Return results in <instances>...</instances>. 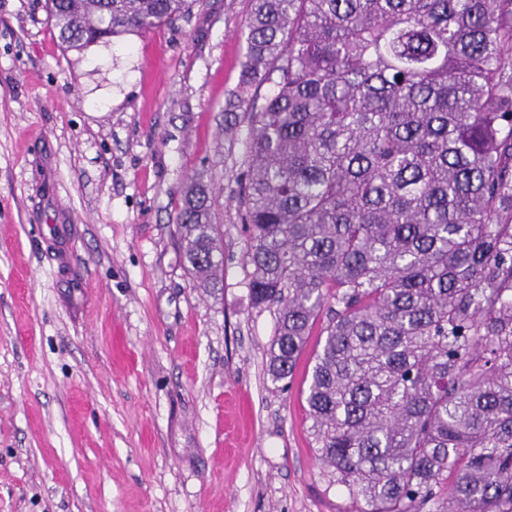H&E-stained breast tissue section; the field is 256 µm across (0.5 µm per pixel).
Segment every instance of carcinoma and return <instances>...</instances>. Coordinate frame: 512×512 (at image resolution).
Wrapping results in <instances>:
<instances>
[{
  "mask_svg": "<svg viewBox=\"0 0 512 512\" xmlns=\"http://www.w3.org/2000/svg\"><path fill=\"white\" fill-rule=\"evenodd\" d=\"M194 0H47L83 50ZM224 109L267 375L316 324L308 419L361 512H512V0H249ZM269 83L256 107L252 91ZM213 192L177 215L193 283L223 269Z\"/></svg>",
  "mask_w": 512,
  "mask_h": 512,
  "instance_id": "cac0c4a2",
  "label": "carcinoma"
}]
</instances>
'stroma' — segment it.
Segmentation results:
<instances>
[{
  "mask_svg": "<svg viewBox=\"0 0 512 512\" xmlns=\"http://www.w3.org/2000/svg\"><path fill=\"white\" fill-rule=\"evenodd\" d=\"M249 0L65 50L46 0H0V512H355L316 461L318 338L271 383L224 106ZM205 171L223 285L176 215Z\"/></svg>",
  "mask_w": 512,
  "mask_h": 512,
  "instance_id": "obj_1",
  "label": "stroma"
}]
</instances>
